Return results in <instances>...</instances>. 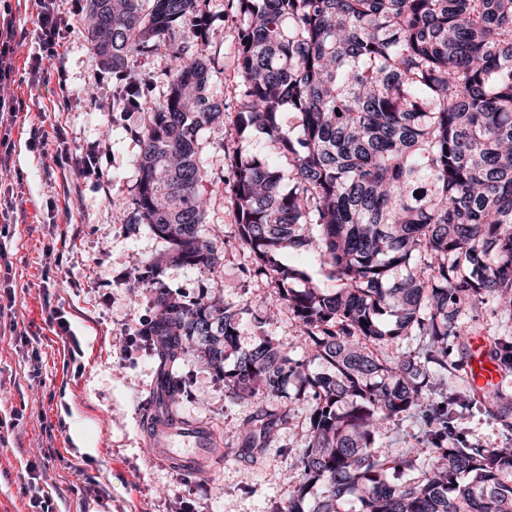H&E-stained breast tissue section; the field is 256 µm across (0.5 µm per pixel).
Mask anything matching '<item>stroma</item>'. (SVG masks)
<instances>
[{
	"mask_svg": "<svg viewBox=\"0 0 512 512\" xmlns=\"http://www.w3.org/2000/svg\"><path fill=\"white\" fill-rule=\"evenodd\" d=\"M9 4L20 47L6 91L22 106L12 125L0 126V138L14 144L9 168H0V203L25 218L0 223V304L17 324L15 333L0 335V512H30L33 482L48 492L55 512H173L179 503L186 512H273L302 480L297 460L306 445V406L289 402L292 385L261 402L229 401L223 378L196 348L185 350L174 368L181 393L165 395L159 360L136 339L157 313L152 287L136 274L166 244L117 210L136 192L138 145L131 132L147 122V111H113L112 72L87 41V0H56L66 25L61 56L43 62L38 74L31 67L40 53V8L35 0ZM210 11L224 32L223 44L211 50V92L224 102V122L204 134L200 153L211 197L208 231L223 245L214 265L168 263L162 280L184 300L240 309L247 325L240 350L264 331L294 345L299 359L301 329L288 309L266 330L252 325L272 290L252 271L228 192L226 156L234 145L224 128L235 123L239 106L235 0H210ZM63 83L78 92L65 109L58 105ZM34 129L49 136L48 146L31 145ZM59 131L66 149L91 158L86 173L56 165ZM60 314L69 332L59 328ZM261 405L289 408V423L258 459L239 457L238 425ZM161 408L210 433L212 452L196 471L148 447L149 423ZM48 446L56 453L46 460Z\"/></svg>",
	"mask_w": 512,
	"mask_h": 512,
	"instance_id": "obj_1",
	"label": "stroma"
}]
</instances>
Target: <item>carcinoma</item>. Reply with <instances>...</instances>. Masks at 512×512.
Returning a JSON list of instances; mask_svg holds the SVG:
<instances>
[{
	"instance_id": "1",
	"label": "carcinoma",
	"mask_w": 512,
	"mask_h": 512,
	"mask_svg": "<svg viewBox=\"0 0 512 512\" xmlns=\"http://www.w3.org/2000/svg\"><path fill=\"white\" fill-rule=\"evenodd\" d=\"M237 10L238 239L275 288L271 306H287L301 327L311 361L262 335L226 366L244 327L237 310L173 296L150 260L137 280L155 286L160 309L147 345L172 337L159 348L167 393L181 389L173 368L192 342L232 401L297 384L309 415L303 480L275 512H347L353 494L361 512H512V439L487 448L456 425L475 408L512 431V339L488 338L497 385L442 396L470 359L478 309L512 318V0H237ZM89 11L87 39L116 76L119 110L143 96L130 58L171 59L166 92L132 132L139 179L128 223L147 225L172 262L207 267L219 241L200 233L209 202L199 139L224 123V102L210 94L209 0H89ZM283 112L296 114L293 129ZM254 130L279 157L253 148ZM287 249L313 254L336 287L284 263ZM407 336L426 347L378 356ZM416 413L434 454L427 464L414 448L378 447L387 423ZM288 417L265 407L244 423L243 454L267 447ZM395 471L415 476L392 483Z\"/></svg>"
}]
</instances>
